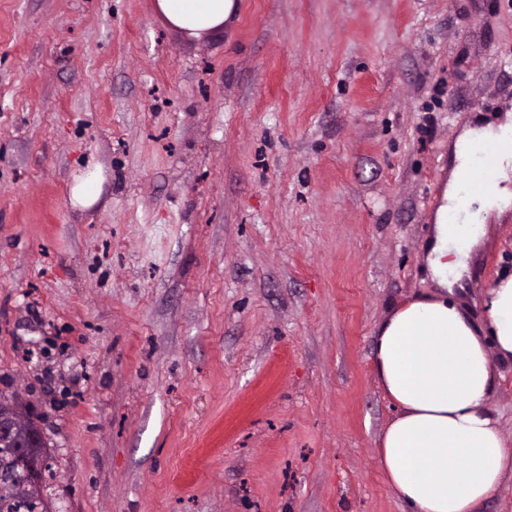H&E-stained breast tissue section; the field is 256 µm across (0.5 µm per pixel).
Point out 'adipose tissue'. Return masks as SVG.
I'll list each match as a JSON object with an SVG mask.
<instances>
[{"label": "adipose tissue", "instance_id": "1", "mask_svg": "<svg viewBox=\"0 0 512 512\" xmlns=\"http://www.w3.org/2000/svg\"><path fill=\"white\" fill-rule=\"evenodd\" d=\"M164 22L193 36L223 28L235 0H153ZM504 146L492 190L480 198L479 223L460 226L464 249L449 243L474 146ZM512 210V113L495 125L466 127L453 144V166L434 213L427 262L434 292L393 309L375 331L373 370L397 405L379 442L390 489L415 512H479L488 495L512 478V444L490 407L498 362H512V274L484 297V327H476L458 292L481 247L484 220Z\"/></svg>", "mask_w": 512, "mask_h": 512}]
</instances>
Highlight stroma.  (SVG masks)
Wrapping results in <instances>:
<instances>
[{
	"instance_id": "obj_1",
	"label": "stroma",
	"mask_w": 512,
	"mask_h": 512,
	"mask_svg": "<svg viewBox=\"0 0 512 512\" xmlns=\"http://www.w3.org/2000/svg\"><path fill=\"white\" fill-rule=\"evenodd\" d=\"M236 2L193 38L153 0H0V395L53 512H411L374 333L431 285L450 144L512 109V0ZM511 272L489 222L475 320ZM104 176L96 165H88L74 175L70 202L76 208H90L97 204L101 196ZM5 399L7 403H2L0 396V421L3 415L7 422L5 434H0V472H12L16 469L18 453L31 448L36 424L29 403L21 395L15 393Z\"/></svg>"
}]
</instances>
